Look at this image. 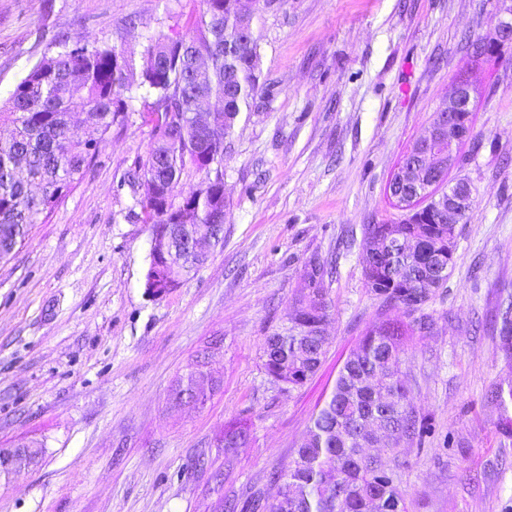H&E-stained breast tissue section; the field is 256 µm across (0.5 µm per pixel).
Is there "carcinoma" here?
Listing matches in <instances>:
<instances>
[{"mask_svg":"<svg viewBox=\"0 0 512 512\" xmlns=\"http://www.w3.org/2000/svg\"><path fill=\"white\" fill-rule=\"evenodd\" d=\"M198 17L184 34L157 30L142 43L140 60L109 43L89 46L58 37L54 50L37 61L0 106V254L10 257L42 224L85 175L112 128L127 124L134 113L151 129L144 158L123 174L139 218L152 233L172 243L197 235L215 222L224 197V138L240 114L266 94L261 82V15L243 14L240 0H200ZM214 99L217 132L204 146L193 113L199 102ZM79 124L83 139L67 137ZM198 178L202 195L191 208L177 206L159 191L184 177ZM220 202H214L215 196ZM457 225L426 207L395 224H366L362 250L372 236L399 232L420 242L417 263L381 272L365 266L371 291L387 306L416 305L420 315L409 324L393 318L371 323L345 361L336 385L312 421L293 460L272 474L279 486L273 508L252 499L243 512H408L397 476L377 463L366 464L363 448L371 437L398 447L404 437L422 436L410 404L402 364L408 337L428 332L432 320L422 307L432 292L419 287L432 271L434 258L456 246ZM330 263L309 261L301 278L297 309L288 329L267 337L264 366L274 380L303 385L320 367L328 337L317 335L329 317L324 278ZM198 268L186 255L167 266L149 259L144 288L154 294L180 286ZM499 349L507 371L491 391L501 411L503 435L512 438V292L503 289L497 309ZM212 379L200 362L181 378L178 394L205 403Z\"/></svg>","mask_w":512,"mask_h":512,"instance_id":"cac0c4a2","label":"carcinoma"}]
</instances>
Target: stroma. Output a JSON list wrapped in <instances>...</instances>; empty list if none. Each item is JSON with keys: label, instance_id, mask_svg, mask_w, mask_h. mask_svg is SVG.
I'll return each mask as SVG.
<instances>
[{"label": "stroma", "instance_id": "stroma-1", "mask_svg": "<svg viewBox=\"0 0 512 512\" xmlns=\"http://www.w3.org/2000/svg\"><path fill=\"white\" fill-rule=\"evenodd\" d=\"M503 0H286L263 10L266 102L224 140V243L179 288L148 295L150 225L123 174L151 141L139 116L113 129L82 181L0 264V447L31 440L33 467L0 478V512H216L219 499L271 501V471L295 456L368 325L391 316L366 286L362 227L401 217L388 184L456 78L477 88L471 141L449 180L474 203L452 273L425 306L402 369L422 442L371 456L400 476L409 512H503L512 444L488 396L505 370L493 319L512 286V41L490 55ZM199 0H0V105L54 37L139 52L185 32ZM139 26L128 36L124 24ZM326 278L327 353L290 389L264 369L287 327L304 265ZM213 386L201 408L173 401L194 361ZM249 429L225 451L226 427Z\"/></svg>", "mask_w": 512, "mask_h": 512}]
</instances>
